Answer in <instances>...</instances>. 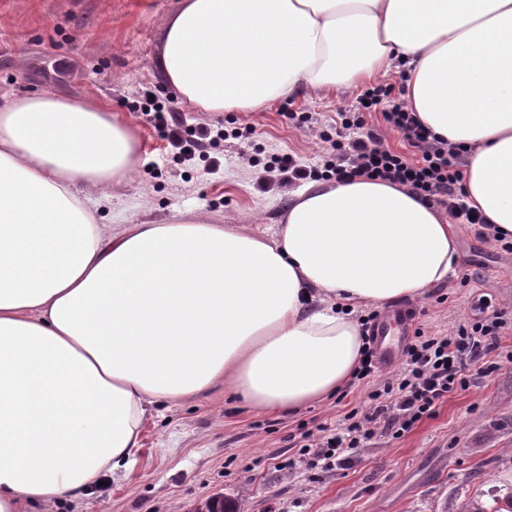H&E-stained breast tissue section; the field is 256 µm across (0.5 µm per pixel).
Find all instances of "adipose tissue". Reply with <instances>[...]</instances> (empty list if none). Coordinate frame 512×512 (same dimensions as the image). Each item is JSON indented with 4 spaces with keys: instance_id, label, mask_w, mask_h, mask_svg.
<instances>
[{
    "instance_id": "obj_1",
    "label": "adipose tissue",
    "mask_w": 512,
    "mask_h": 512,
    "mask_svg": "<svg viewBox=\"0 0 512 512\" xmlns=\"http://www.w3.org/2000/svg\"><path fill=\"white\" fill-rule=\"evenodd\" d=\"M156 65L199 112L403 70L404 100L468 151L469 206L512 239V0H181ZM103 99L0 105V512L85 493L140 445L151 398L224 381L262 411L357 369L356 310L446 282L456 231L406 187L314 181L267 237L198 221L105 232L138 163Z\"/></svg>"
}]
</instances>
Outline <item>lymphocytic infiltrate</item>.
<instances>
[{"label":"lymphocytic infiltrate","mask_w":512,"mask_h":512,"mask_svg":"<svg viewBox=\"0 0 512 512\" xmlns=\"http://www.w3.org/2000/svg\"><path fill=\"white\" fill-rule=\"evenodd\" d=\"M392 92L389 85L369 88L362 94L358 112L339 113L337 139L331 144L334 157L324 164L325 176L341 181L362 173L404 186L430 205L445 209L456 223L485 227V216L465 202L462 149L432 134ZM378 109L391 129L418 151L417 160L408 159L389 148L379 134L365 130L361 112ZM144 110L171 143L181 146L186 159H193L203 148V139L184 129L175 107L150 101ZM506 325L503 313L495 311L472 326H459L453 334L428 336L415 331L404 350L399 375L369 392L368 410H350L341 423L321 424L316 433L304 435L308 464L335 467L345 452L361 443L383 433L401 437L422 418L433 416L449 394L467 389L468 372L492 370L491 356L499 348Z\"/></svg>","instance_id":"1"}]
</instances>
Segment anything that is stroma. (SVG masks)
Wrapping results in <instances>:
<instances>
[{
	"mask_svg": "<svg viewBox=\"0 0 512 512\" xmlns=\"http://www.w3.org/2000/svg\"><path fill=\"white\" fill-rule=\"evenodd\" d=\"M180 0H0V96L40 92L107 99L139 131V163L112 193L98 223L118 234L132 225L196 217L256 235L287 210L297 183L265 173L292 156L322 166L337 113L355 109L352 86L309 92L263 112L193 111L157 78L154 58L165 19ZM175 102L190 129L223 128L207 155L184 160L142 115L144 95ZM458 262L448 282L410 299L417 327L449 333L480 320L474 305L512 315V252L460 225ZM496 367L469 379L401 438L385 435L349 452L335 469L300 460L294 439L367 406L370 384L350 380L343 394L293 412H261L216 383L179 400L156 399L140 448L103 485L80 497L34 504L27 512H194L221 495L237 512H471L492 506L494 487L512 483V324Z\"/></svg>",
	"mask_w": 512,
	"mask_h": 512,
	"instance_id": "stroma-1",
	"label": "stroma"
}]
</instances>
